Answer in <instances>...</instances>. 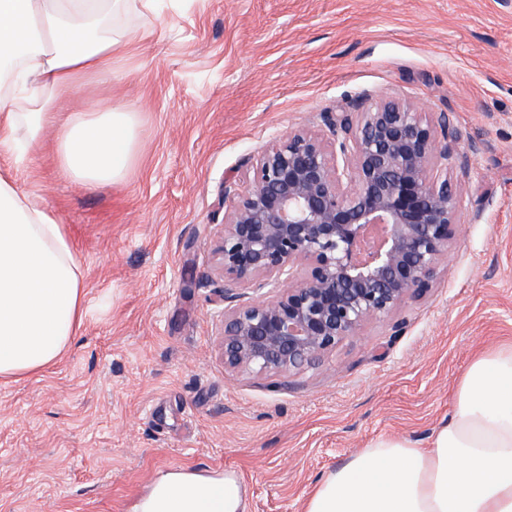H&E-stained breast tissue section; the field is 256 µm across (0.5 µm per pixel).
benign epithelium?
<instances>
[{"label":"benign epithelium","mask_w":512,"mask_h":512,"mask_svg":"<svg viewBox=\"0 0 512 512\" xmlns=\"http://www.w3.org/2000/svg\"><path fill=\"white\" fill-rule=\"evenodd\" d=\"M262 152L249 187L224 188L215 242L224 366L256 375L319 364L431 288L461 224L448 122L381 99ZM255 296L236 301L230 289Z\"/></svg>","instance_id":"7a95c632"}]
</instances>
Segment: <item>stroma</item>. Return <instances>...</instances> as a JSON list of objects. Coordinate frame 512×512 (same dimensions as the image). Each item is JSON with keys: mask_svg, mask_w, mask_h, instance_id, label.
<instances>
[{"mask_svg": "<svg viewBox=\"0 0 512 512\" xmlns=\"http://www.w3.org/2000/svg\"><path fill=\"white\" fill-rule=\"evenodd\" d=\"M112 77L61 114L133 113L123 179L79 185L54 134L0 150L19 194L64 224L87 315L50 367L0 379V512H140L171 471L239 474L250 512H304L381 437L427 447L479 356L512 347V4L504 0H159ZM410 99L460 136L462 217L422 297L293 373L224 366L212 247L224 190L288 131ZM476 151H469V144Z\"/></svg>", "mask_w": 512, "mask_h": 512, "instance_id": "stroma-1", "label": "stroma"}]
</instances>
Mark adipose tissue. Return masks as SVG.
I'll return each instance as SVG.
<instances>
[{
  "instance_id": "1",
  "label": "adipose tissue",
  "mask_w": 512,
  "mask_h": 512,
  "mask_svg": "<svg viewBox=\"0 0 512 512\" xmlns=\"http://www.w3.org/2000/svg\"><path fill=\"white\" fill-rule=\"evenodd\" d=\"M128 0H0V148L19 123L31 140L53 129L62 170L83 184L123 179L136 153L132 113L76 112L59 119L58 96L86 74L107 75L129 44L102 30ZM83 286L72 245L47 212L0 174V376L54 364L82 325ZM141 512H248L231 473L165 475ZM305 512H512V348L468 368L446 425L428 449L384 438L317 486Z\"/></svg>"
}]
</instances>
